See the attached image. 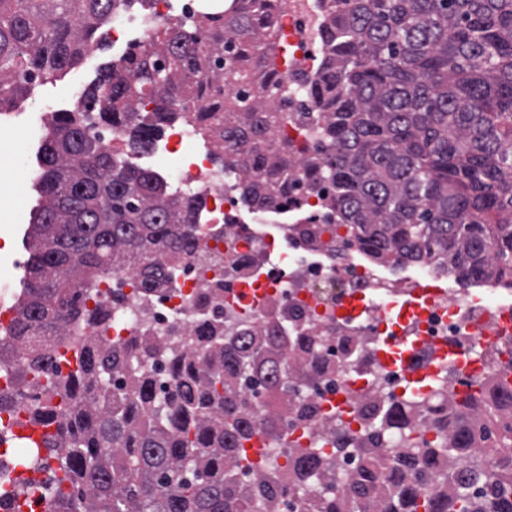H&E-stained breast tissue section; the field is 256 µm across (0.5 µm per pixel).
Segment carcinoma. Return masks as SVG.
<instances>
[{
  "label": "carcinoma",
  "mask_w": 512,
  "mask_h": 512,
  "mask_svg": "<svg viewBox=\"0 0 512 512\" xmlns=\"http://www.w3.org/2000/svg\"><path fill=\"white\" fill-rule=\"evenodd\" d=\"M134 1L150 2L0 0V106L25 98L35 77L74 67ZM327 2L314 109L299 118L319 143L302 156L301 178L283 115L265 108L270 94L288 95L267 62L282 0H224L222 11L160 23L147 47L105 65L74 108L55 113L39 147L31 280L10 330L25 360L0 406L27 378L47 376L63 409L37 403L30 414L57 424L44 445L54 484L70 486L67 512H250L255 498L301 512L320 480L315 512H502L512 500V390L470 380L448 408H429L439 434L455 424L446 448L408 439L411 405L377 401L375 425L402 444L361 442L348 486L319 449L295 448L246 489L245 444L318 414L300 395L313 379L288 364V349L309 352L318 337L277 318L230 333L207 323L191 355L149 337L137 355L85 339L70 346L66 376V354L43 340L65 320L108 319L85 308L83 284L133 265L152 291L199 249L201 202L105 150L92 134L100 122L148 152L160 127L193 112L245 203L316 196L357 226L379 264L435 257L462 281L512 279V0ZM150 359L159 372L144 367ZM42 462L34 443L12 458L16 468Z\"/></svg>",
  "instance_id": "obj_1"
}]
</instances>
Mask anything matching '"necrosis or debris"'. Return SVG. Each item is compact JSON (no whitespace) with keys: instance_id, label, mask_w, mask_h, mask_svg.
<instances>
[{"instance_id":"1","label":"necrosis or debris","mask_w":512,"mask_h":512,"mask_svg":"<svg viewBox=\"0 0 512 512\" xmlns=\"http://www.w3.org/2000/svg\"><path fill=\"white\" fill-rule=\"evenodd\" d=\"M202 2L152 0L148 11L116 20L108 35L125 50L140 49L158 23L195 15ZM321 11L320 0H288L279 20L289 58L307 71ZM197 138L193 121L173 124L143 165L202 199L194 232L209 259L184 256L172 287L149 293L137 290L132 270L101 278L86 287V306L108 308L109 319L68 323L57 343L90 337L108 346L121 339L136 352L143 337L151 336L188 352L206 320L259 326L287 311L291 327L323 340L305 359L308 367L323 370L307 398L340 414L327 429L299 424L289 428L287 439L265 436L262 453L241 476L246 485L277 451L317 441L330 460L337 448L357 447L370 429L367 401L410 398L402 389L400 363L381 356L394 332L417 342L426 358L438 346L455 347L471 376L495 377L512 389V289L498 281L461 282L431 259L377 265L360 248L357 228L339 223L336 212L314 197L304 205L294 199L275 207L243 206L209 156L191 152ZM24 502L26 512H65L49 466H41L28 484Z\"/></svg>"}]
</instances>
